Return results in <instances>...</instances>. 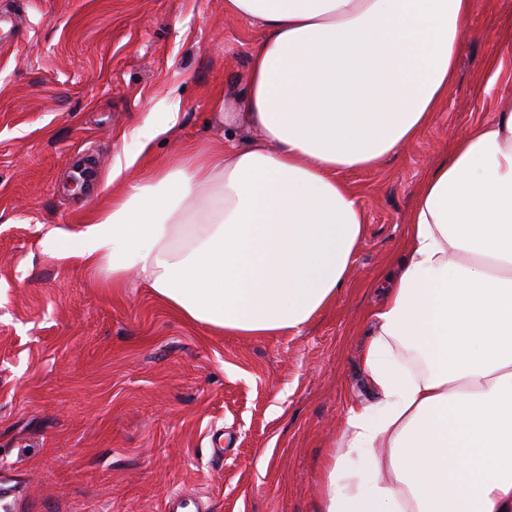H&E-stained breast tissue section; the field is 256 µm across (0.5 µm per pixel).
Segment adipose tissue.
I'll use <instances>...</instances> for the list:
<instances>
[{
    "instance_id": "ef3b65f1",
    "label": "adipose tissue",
    "mask_w": 512,
    "mask_h": 512,
    "mask_svg": "<svg viewBox=\"0 0 512 512\" xmlns=\"http://www.w3.org/2000/svg\"><path fill=\"white\" fill-rule=\"evenodd\" d=\"M474 0H224L263 32L239 98L258 140L186 146L125 182L78 233L43 245L190 323L230 335L300 331L335 301L364 236L342 175L427 126L456 76ZM178 113H149L148 156ZM376 401L351 404L320 512H512V113L474 127L418 186L408 247L370 316Z\"/></svg>"
}]
</instances>
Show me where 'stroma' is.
<instances>
[{
  "label": "stroma",
  "instance_id": "stroma-1",
  "mask_svg": "<svg viewBox=\"0 0 512 512\" xmlns=\"http://www.w3.org/2000/svg\"><path fill=\"white\" fill-rule=\"evenodd\" d=\"M0 14L16 20L0 44V466L15 512H165L180 492L209 512H320L349 402L375 399L366 314L405 250L413 192L453 142L512 110V0H474L426 129L345 173L367 226L335 302L260 337L186 322L136 273L110 288L41 246L122 193L108 176L148 113L179 121L128 179L223 141L259 27L224 0H0Z\"/></svg>",
  "mask_w": 512,
  "mask_h": 512
}]
</instances>
